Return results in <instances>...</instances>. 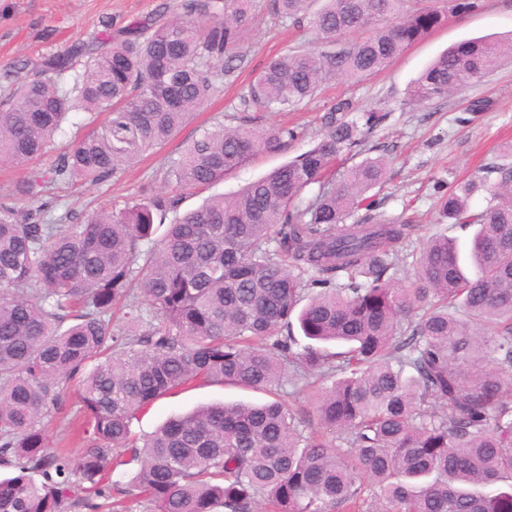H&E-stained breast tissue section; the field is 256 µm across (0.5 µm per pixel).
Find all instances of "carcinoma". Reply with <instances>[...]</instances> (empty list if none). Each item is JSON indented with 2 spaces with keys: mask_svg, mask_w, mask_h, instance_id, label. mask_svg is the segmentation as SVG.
I'll return each instance as SVG.
<instances>
[{
  "mask_svg": "<svg viewBox=\"0 0 512 512\" xmlns=\"http://www.w3.org/2000/svg\"><path fill=\"white\" fill-rule=\"evenodd\" d=\"M251 2L175 0L115 38L4 74L0 167L30 170L0 202V466L18 470L0 479V512H97L100 499L112 512H512V145L440 193L448 223L475 231L466 251L429 239L409 288L396 247L416 226L350 221L375 207L367 192L384 183V159L331 173L382 121L347 100L311 148L229 199L180 212L294 129H205L168 159L163 194L81 220L21 206L164 148L237 68ZM312 2L275 0L317 46L272 59L245 109L290 111L338 75H372L445 19L410 0ZM355 31L368 35L321 48ZM508 59L512 40L460 43L408 104L445 100ZM73 110L87 127L52 166H35ZM490 174L487 206L470 211ZM72 380L76 459L42 426ZM199 380L275 399L202 405L132 435L137 413ZM287 385L309 407L287 408ZM131 463L129 481L113 478Z\"/></svg>",
  "mask_w": 512,
  "mask_h": 512,
  "instance_id": "carcinoma-1",
  "label": "carcinoma"
}]
</instances>
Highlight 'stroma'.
Returning <instances> with one entry per match:
<instances>
[{
    "instance_id": "stroma-1",
    "label": "stroma",
    "mask_w": 512,
    "mask_h": 512,
    "mask_svg": "<svg viewBox=\"0 0 512 512\" xmlns=\"http://www.w3.org/2000/svg\"><path fill=\"white\" fill-rule=\"evenodd\" d=\"M164 0H0V73L20 59L65 51L71 44L101 40L104 33H119L133 22L156 14ZM421 7L446 12L445 21L422 40L409 46L383 71L362 80L339 76L322 84L308 103L290 112H267L264 126L296 128L298 137L281 151L258 155L249 164L214 186V193L233 196L246 184L266 176L279 165L309 149L322 135L330 107L348 100L361 111L383 113L385 119L368 137L370 156L387 162L385 182L374 190L379 222L417 225L408 246L398 252L400 276L410 281L413 265L426 242L438 234L467 242L471 231L442 221L436 184L454 187L481 175L512 143V63L504 62L481 82L446 100L413 107L408 92L413 81L441 52L454 44L484 37L512 38V0H483L480 9L452 14L448 0H419ZM313 35L278 16L273 0H254L249 30L239 44L241 65L224 74L208 102L193 116L162 152L143 157L111 180L82 183L65 192L57 211L78 214L100 206H123L131 199L151 197L165 188L164 160L175 158L183 146L206 128L246 125L248 112L242 98L252 77L272 59L290 50L312 48ZM484 101L474 111L475 101ZM261 392L245 391L218 382H200L157 400L131 423L138 437L151 435L168 417L217 402L265 401Z\"/></svg>"
}]
</instances>
